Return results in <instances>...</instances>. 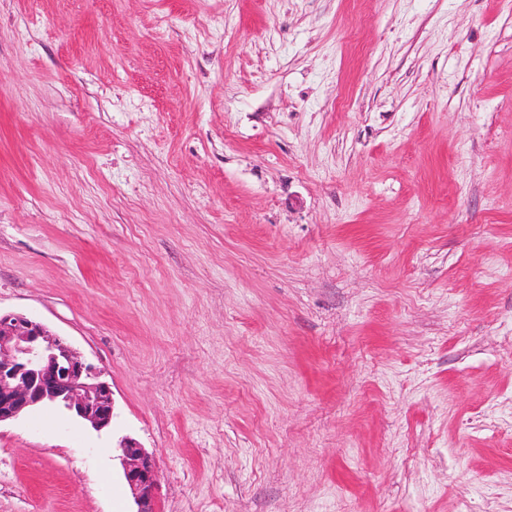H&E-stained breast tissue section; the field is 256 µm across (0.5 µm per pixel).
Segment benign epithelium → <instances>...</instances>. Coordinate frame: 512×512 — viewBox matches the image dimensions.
Here are the masks:
<instances>
[{
	"instance_id": "obj_1",
	"label": "benign epithelium",
	"mask_w": 512,
	"mask_h": 512,
	"mask_svg": "<svg viewBox=\"0 0 512 512\" xmlns=\"http://www.w3.org/2000/svg\"><path fill=\"white\" fill-rule=\"evenodd\" d=\"M49 406L99 432L112 427V387L100 370L42 322L0 314V423ZM115 449L136 512H156L154 459L130 436L121 437Z\"/></svg>"
}]
</instances>
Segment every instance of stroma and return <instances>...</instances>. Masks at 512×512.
<instances>
[{
  "label": "stroma",
  "mask_w": 512,
  "mask_h": 512,
  "mask_svg": "<svg viewBox=\"0 0 512 512\" xmlns=\"http://www.w3.org/2000/svg\"><path fill=\"white\" fill-rule=\"evenodd\" d=\"M0 312V512H512V0H0ZM49 406L99 432L112 427V387L100 370L42 322L0 312V425ZM112 447L119 453L123 478L137 506L134 512H156L157 477L152 456L130 436H122Z\"/></svg>",
  "instance_id": "stroma-1"
}]
</instances>
